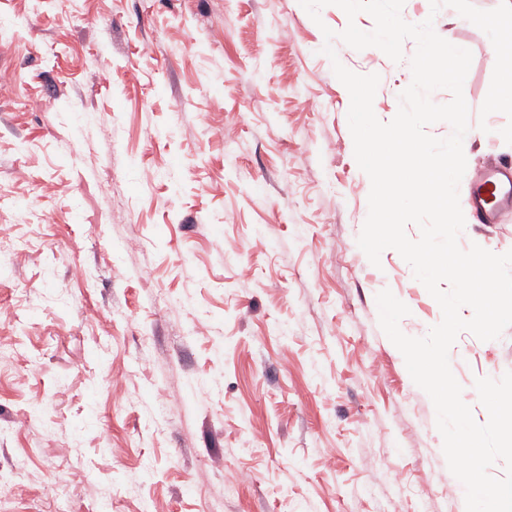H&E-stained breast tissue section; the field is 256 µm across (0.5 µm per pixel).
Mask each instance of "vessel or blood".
<instances>
[{"label":"vessel or blood","mask_w":512,"mask_h":512,"mask_svg":"<svg viewBox=\"0 0 512 512\" xmlns=\"http://www.w3.org/2000/svg\"><path fill=\"white\" fill-rule=\"evenodd\" d=\"M470 184V205L481 220H512V169L479 168L471 174Z\"/></svg>","instance_id":"1"}]
</instances>
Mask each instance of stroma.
<instances>
[{"mask_svg": "<svg viewBox=\"0 0 512 512\" xmlns=\"http://www.w3.org/2000/svg\"><path fill=\"white\" fill-rule=\"evenodd\" d=\"M299 0H0V512H466L430 397L379 325L376 296L425 336L442 318L400 254L373 266L348 91L333 61L378 74L393 119L414 41L395 62L334 40ZM472 54L468 169L512 161L503 113L480 119L485 35L449 6L405 0ZM104 70L109 82H100ZM26 198L17 207L15 198ZM512 250V222L459 237ZM179 299L180 310L170 308ZM452 372L512 371V327L461 332Z\"/></svg>", "mask_w": 512, "mask_h": 512, "instance_id": "stroma-1", "label": "stroma"}]
</instances>
